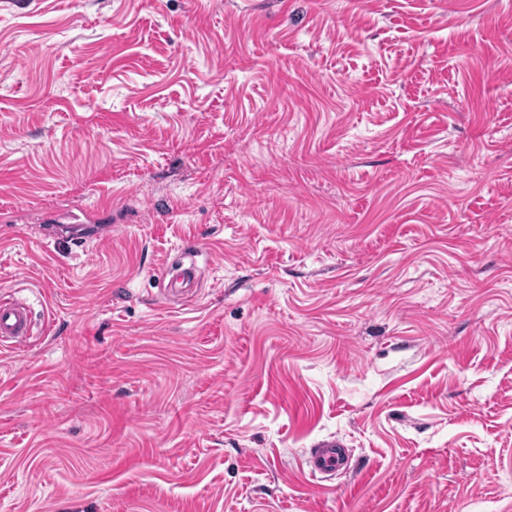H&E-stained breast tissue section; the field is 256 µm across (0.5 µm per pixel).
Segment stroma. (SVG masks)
I'll list each match as a JSON object with an SVG mask.
<instances>
[{
	"label": "stroma",
	"instance_id": "obj_1",
	"mask_svg": "<svg viewBox=\"0 0 512 512\" xmlns=\"http://www.w3.org/2000/svg\"><path fill=\"white\" fill-rule=\"evenodd\" d=\"M7 295L0 512H512V0H0ZM32 311L29 305L19 299H0V346H32L33 339ZM344 445L335 440H327L318 444L316 448L310 449V463L314 475H329L338 471L343 465L345 448Z\"/></svg>",
	"mask_w": 512,
	"mask_h": 512
}]
</instances>
